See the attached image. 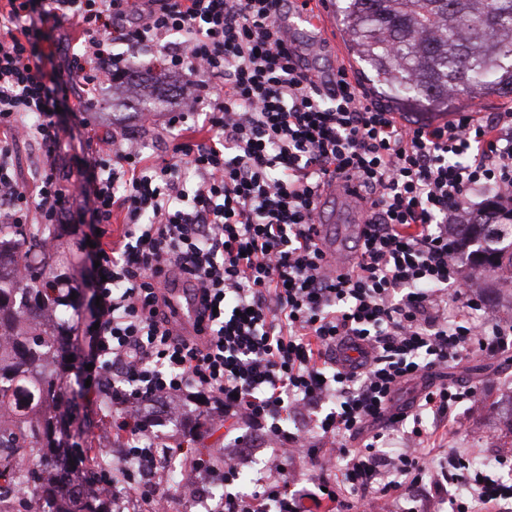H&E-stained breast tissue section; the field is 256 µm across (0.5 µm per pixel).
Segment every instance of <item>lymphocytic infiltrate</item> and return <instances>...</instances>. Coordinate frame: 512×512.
<instances>
[{"label":"lymphocytic infiltrate","mask_w":512,"mask_h":512,"mask_svg":"<svg viewBox=\"0 0 512 512\" xmlns=\"http://www.w3.org/2000/svg\"><path fill=\"white\" fill-rule=\"evenodd\" d=\"M295 2L0 0V224H70L81 200L100 229L101 301L95 327L84 331L81 401L95 404L111 383L122 456L145 469L184 455L183 444H162L154 429L182 420L186 400L280 443L249 492L232 494L247 437L231 438L219 477L227 491L213 512H298L302 497L337 503L343 485L367 510L419 486L422 449L450 406L474 403L475 390L428 386L401 408L397 390L512 334L511 324L475 320L454 234L474 196L512 200V113L406 123L345 69L326 82L309 78L278 26ZM133 13L141 20L131 25ZM66 25L76 32L72 52L46 68L49 33ZM116 42L157 47L165 70L187 74L186 90L209 83L224 95L198 135L188 113L172 112L169 157L157 164L137 145L89 134L84 181L67 183L57 110L88 111L76 86L123 78L131 59L113 54ZM23 139L41 161L32 193L12 161ZM330 177L357 180L370 204L344 272L330 267L316 230ZM117 210L124 222L116 238ZM178 281L198 305L188 336L168 300ZM347 343L361 356L350 370L335 358ZM160 400L175 404L164 418L152 411ZM292 414L309 417V429H284ZM378 423L382 431L366 435ZM389 430L402 439L391 457L381 451ZM358 435L362 448L348 447ZM304 451L321 473L307 491L282 476L285 460ZM336 468L338 484L327 477ZM434 479L465 488L449 498L450 512L512 501L511 481L454 449Z\"/></svg>","instance_id":"f902f5d3"}]
</instances>
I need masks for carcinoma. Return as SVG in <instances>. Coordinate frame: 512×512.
Returning <instances> with one entry per match:
<instances>
[{
	"mask_svg": "<svg viewBox=\"0 0 512 512\" xmlns=\"http://www.w3.org/2000/svg\"><path fill=\"white\" fill-rule=\"evenodd\" d=\"M366 81L387 102L424 99L448 109V89L471 99L512 97V0H333ZM456 225L471 277L512 284V204ZM57 224H0V512H112L97 482L110 463L88 439L112 416L69 429L74 396L63 368L72 288L55 287L68 256ZM56 467L60 478L43 480Z\"/></svg>",
	"mask_w": 512,
	"mask_h": 512,
	"instance_id": "1",
	"label": "carcinoma"
}]
</instances>
